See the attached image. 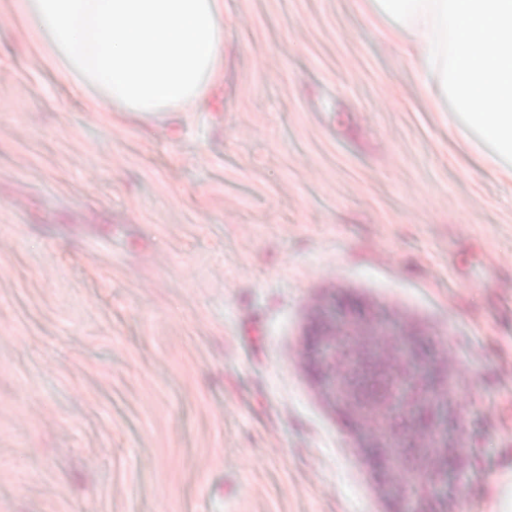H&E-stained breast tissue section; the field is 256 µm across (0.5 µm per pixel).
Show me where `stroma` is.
<instances>
[{
    "label": "stroma",
    "instance_id": "1",
    "mask_svg": "<svg viewBox=\"0 0 512 512\" xmlns=\"http://www.w3.org/2000/svg\"><path fill=\"white\" fill-rule=\"evenodd\" d=\"M77 81L0 0V512H385L304 356L346 295L435 345L455 501L512 512V182L365 0H224L159 122Z\"/></svg>",
    "mask_w": 512,
    "mask_h": 512
}]
</instances>
